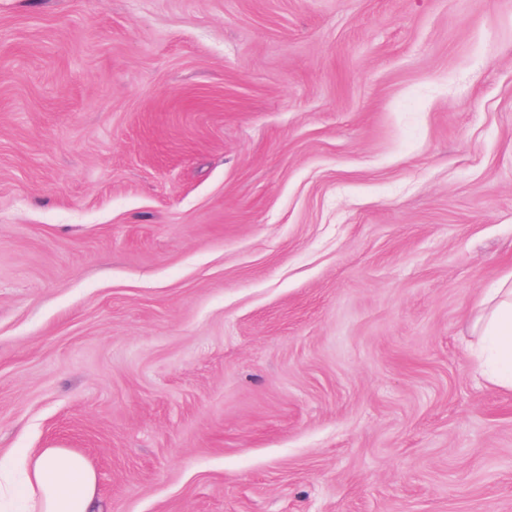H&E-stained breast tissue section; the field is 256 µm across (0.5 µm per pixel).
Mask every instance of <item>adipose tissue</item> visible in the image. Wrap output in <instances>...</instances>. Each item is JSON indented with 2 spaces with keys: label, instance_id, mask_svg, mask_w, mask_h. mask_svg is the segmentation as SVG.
<instances>
[{
  "label": "adipose tissue",
  "instance_id": "ef3b65f1",
  "mask_svg": "<svg viewBox=\"0 0 512 512\" xmlns=\"http://www.w3.org/2000/svg\"><path fill=\"white\" fill-rule=\"evenodd\" d=\"M474 329L487 353L485 379L512 389V273L481 301ZM2 498L20 505L21 512H94L97 475L76 451L28 449L14 463L0 465Z\"/></svg>",
  "mask_w": 512,
  "mask_h": 512
}]
</instances>
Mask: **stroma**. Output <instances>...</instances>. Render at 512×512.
<instances>
[{
  "label": "stroma",
  "instance_id": "obj_1",
  "mask_svg": "<svg viewBox=\"0 0 512 512\" xmlns=\"http://www.w3.org/2000/svg\"><path fill=\"white\" fill-rule=\"evenodd\" d=\"M512 0H0V459L101 512H512ZM474 330L488 355L483 376L491 384L512 389V273L502 276L481 301ZM96 494L95 470L69 448L27 449L0 465V501L10 499L22 512H97Z\"/></svg>",
  "mask_w": 512,
  "mask_h": 512
}]
</instances>
